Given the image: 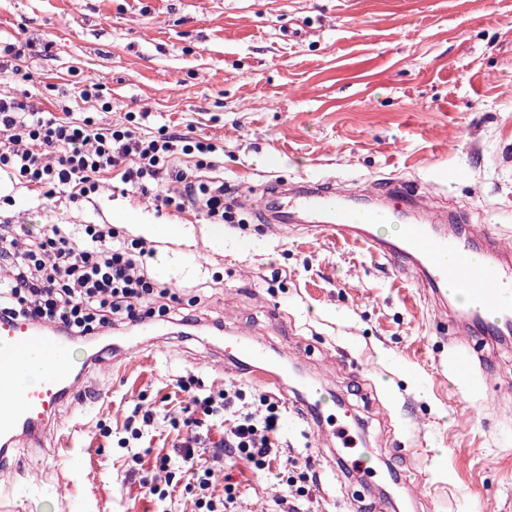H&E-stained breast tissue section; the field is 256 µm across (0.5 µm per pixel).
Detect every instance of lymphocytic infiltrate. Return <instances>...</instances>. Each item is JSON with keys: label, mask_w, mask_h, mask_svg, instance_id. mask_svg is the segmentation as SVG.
<instances>
[{"label": "lymphocytic infiltrate", "mask_w": 512, "mask_h": 512, "mask_svg": "<svg viewBox=\"0 0 512 512\" xmlns=\"http://www.w3.org/2000/svg\"><path fill=\"white\" fill-rule=\"evenodd\" d=\"M76 94L89 104L90 115L57 116L35 108L27 97H0V175L33 188L38 201L48 202L62 193L92 199L103 175L115 171L123 184L161 206L180 212L191 204L215 223L232 221L227 185H197L192 170L174 163L179 155L207 160L216 153L215 144L178 131L150 136L132 123L98 121L94 110L110 109L102 82L89 81ZM168 181L181 184L182 192L164 193ZM153 252L146 241H127L108 224H85L77 231L50 224L28 236L18 225L1 223L0 259L9 262L10 271L0 282V319L51 324L84 341L166 316L169 289L147 271L146 258ZM175 386L189 397L182 420L187 436L179 453L192 512H235L232 483L215 495V470L208 460L225 456L256 471L271 468L280 458L279 406L265 398L260 409H251L239 390L202 394L200 381L191 376L179 377ZM206 416L223 424L220 440L202 434Z\"/></svg>", "instance_id": "f902f5d3"}]
</instances>
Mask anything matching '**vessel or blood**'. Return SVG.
I'll return each instance as SVG.
<instances>
[{
  "mask_svg": "<svg viewBox=\"0 0 512 512\" xmlns=\"http://www.w3.org/2000/svg\"><path fill=\"white\" fill-rule=\"evenodd\" d=\"M262 203L264 223L306 224L320 233L364 241L412 272L439 303L466 299L467 311L457 321L460 332L477 326L490 336L512 334V250L489 227L471 224L465 235H451L446 211L432 210L424 196L391 179L354 190L323 179L283 184ZM381 224L399 225L396 238L378 237L375 230ZM153 331L145 321L127 330L117 346L87 345L82 361L70 368L48 366L41 383L30 387L20 374L25 351L39 346L61 355L73 351L74 342L51 325L0 320V396L12 402L10 421L0 425V473L27 467L29 449L42 443L59 408L88 388L94 366L105 363L112 351L136 350ZM224 361L229 371L247 363L252 378L269 389L286 388L265 343L256 337L228 338Z\"/></svg>",
  "mask_w": 512,
  "mask_h": 512,
  "instance_id": "1",
  "label": "vessel or blood"
}]
</instances>
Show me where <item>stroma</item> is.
I'll list each match as a JSON object with an SVG mask.
<instances>
[{"label":"stroma","mask_w":512,"mask_h":512,"mask_svg":"<svg viewBox=\"0 0 512 512\" xmlns=\"http://www.w3.org/2000/svg\"><path fill=\"white\" fill-rule=\"evenodd\" d=\"M0 41L25 44L32 80L0 72V95L28 91L54 109L87 79L104 83L107 122L142 114L144 132L168 128L209 139L224 153L209 180L228 182L235 221L210 240L205 213L156 209L121 184L91 201L36 193L10 181L14 224H111L150 237L153 278L176 307L194 306L189 331L162 324L135 352L96 370L99 388L64 406L36 466L0 512H190L181 489L158 502L142 478L186 436L172 427L191 374L208 388H238L250 404L267 390L226 372V334L266 342L288 375L279 396L282 458L310 461L305 512H512V349L497 351L470 384L448 371L453 354L478 357L481 339L453 342L414 279L351 239L263 224L250 197L304 177L352 186L395 174L439 205L512 240V0H0ZM457 170L439 182L436 173ZM262 248H254V241ZM175 268L177 277L167 275ZM321 381L377 470L347 475L303 421L295 391ZM156 413L133 463L117 445L135 404ZM108 425L111 437L100 427ZM237 485L238 512H278L274 475L217 460Z\"/></svg>","instance_id":"35a3bbf8"}]
</instances>
